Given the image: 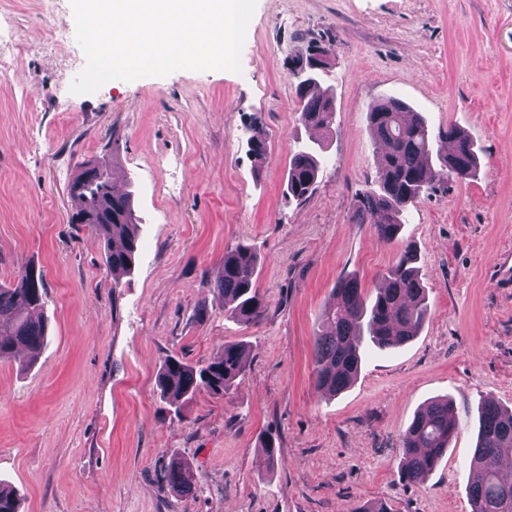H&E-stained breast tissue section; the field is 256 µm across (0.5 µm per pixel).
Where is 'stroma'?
I'll list each match as a JSON object with an SVG mask.
<instances>
[{
  "label": "stroma",
  "instance_id": "obj_1",
  "mask_svg": "<svg viewBox=\"0 0 512 512\" xmlns=\"http://www.w3.org/2000/svg\"><path fill=\"white\" fill-rule=\"evenodd\" d=\"M75 30L70 0H0V38L19 49L0 75V284L40 270L50 322L34 366L0 360V479L23 512H471L481 404L512 409V0H257L241 72L177 70L92 94L69 90L87 63ZM314 42L332 51L329 133L299 122L289 78ZM388 95L432 130H465L479 160L475 177L410 205L393 246L354 218L380 157L368 113ZM253 123L259 160L241 139ZM314 138L316 188L288 200L289 162ZM105 154L141 221L117 280L102 240L69 221L78 164ZM241 243L260 256L265 301L246 324L216 287ZM406 244L428 305L418 336L367 347L357 380L325 394L312 351L337 280L372 291ZM228 342L246 354L229 393L168 411L165 358L205 364ZM443 397L455 437L424 481H406L400 436ZM176 458L192 495L163 478Z\"/></svg>",
  "mask_w": 512,
  "mask_h": 512
}]
</instances>
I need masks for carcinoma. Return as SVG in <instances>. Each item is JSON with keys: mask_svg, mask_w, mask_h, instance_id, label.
I'll return each instance as SVG.
<instances>
[{"mask_svg": "<svg viewBox=\"0 0 512 512\" xmlns=\"http://www.w3.org/2000/svg\"><path fill=\"white\" fill-rule=\"evenodd\" d=\"M318 84L317 73L302 84H294L299 120L329 132L335 121L334 95L330 90L317 92ZM369 124L381 156L376 188L357 197L355 218L359 224L371 225L378 239L391 245L398 241L407 206L436 182L474 176L477 156L468 135L450 127L438 137L448 139L453 149L439 158L440 168L433 169L429 158L434 141L425 120L396 96L387 97L371 109ZM249 128L252 142L248 151L262 157L267 150L265 135L255 124ZM320 151L319 147L306 145L293 155L286 183L288 198L302 202L312 193L322 165ZM111 167L112 162L102 160L77 173L70 193L78 200L76 215L102 238L109 270L116 275L133 267L138 220L130 195L114 191ZM416 263L417 254L408 244L382 275L368 302L356 279L337 281L334 306L326 309L322 330L314 342L313 375L320 390L337 394L351 385L358 375L364 341L386 349L402 346L417 336L427 315V304ZM258 265L255 251L238 245L224 254L217 282L224 300L232 303L230 314L244 323L265 307L256 288ZM44 298L43 277H33L31 268L21 271L15 283L0 285V358L8 355L22 367L34 360L47 336V323L32 314L41 311ZM244 370V347L236 342L224 344L220 354L204 365H191L170 356L159 372L160 399L178 414L201 391L224 396ZM454 431L448 400L433 401L421 410L400 437L403 478L417 482L428 476L448 452ZM502 456L512 457V411L487 401L481 409L471 460V512H512V469L487 465V460ZM164 478L184 494L192 493L191 480L182 464H170ZM0 512H19L15 491L1 483Z\"/></svg>", "mask_w": 512, "mask_h": 512, "instance_id": "1", "label": "carcinoma"}]
</instances>
